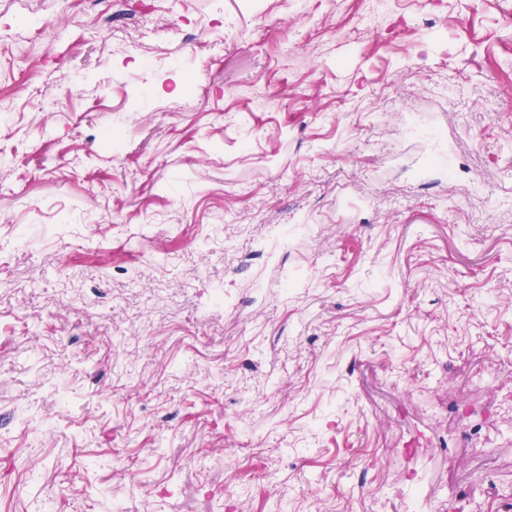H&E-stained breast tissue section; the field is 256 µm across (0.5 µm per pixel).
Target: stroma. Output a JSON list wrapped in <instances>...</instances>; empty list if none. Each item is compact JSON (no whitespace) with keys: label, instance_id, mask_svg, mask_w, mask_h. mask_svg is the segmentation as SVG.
<instances>
[{"label":"stroma","instance_id":"obj_1","mask_svg":"<svg viewBox=\"0 0 512 512\" xmlns=\"http://www.w3.org/2000/svg\"><path fill=\"white\" fill-rule=\"evenodd\" d=\"M122 8L0 0V512H512V0Z\"/></svg>","mask_w":512,"mask_h":512}]
</instances>
